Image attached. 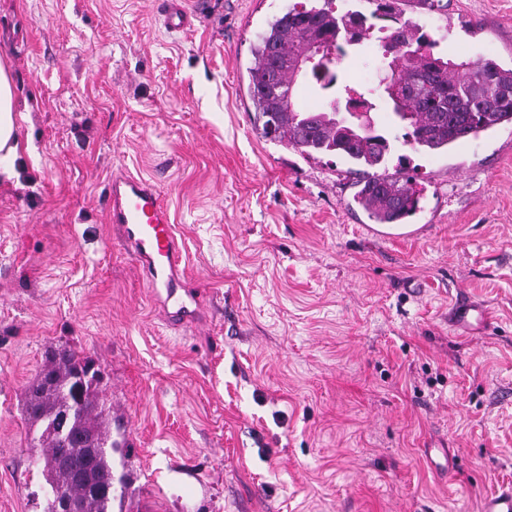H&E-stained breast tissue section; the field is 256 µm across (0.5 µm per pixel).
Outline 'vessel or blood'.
Wrapping results in <instances>:
<instances>
[{"mask_svg": "<svg viewBox=\"0 0 512 512\" xmlns=\"http://www.w3.org/2000/svg\"><path fill=\"white\" fill-rule=\"evenodd\" d=\"M109 213L148 287L164 290L163 305L169 318L179 325L193 321L201 303L198 297L180 291L182 251L160 192L149 182L128 174L115 177ZM448 321L454 330L470 333L485 329L490 315L486 306L461 300L451 308ZM480 512H512V488L483 498Z\"/></svg>", "mask_w": 512, "mask_h": 512, "instance_id": "vessel-or-blood-1", "label": "vessel or blood"}]
</instances>
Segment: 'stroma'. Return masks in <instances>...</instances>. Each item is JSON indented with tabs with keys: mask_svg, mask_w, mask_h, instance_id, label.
<instances>
[{
	"mask_svg": "<svg viewBox=\"0 0 512 512\" xmlns=\"http://www.w3.org/2000/svg\"><path fill=\"white\" fill-rule=\"evenodd\" d=\"M302 0H0L28 108L0 182V512H43L23 391L58 344L101 367L140 512H479L512 485V126L428 155L374 112L422 192L379 232L340 158L263 137L247 88ZM448 58L512 66V0H448ZM156 185L202 295L166 323L105 219L113 175ZM495 322L463 336L455 300Z\"/></svg>",
	"mask_w": 512,
	"mask_h": 512,
	"instance_id": "1",
	"label": "stroma"
}]
</instances>
